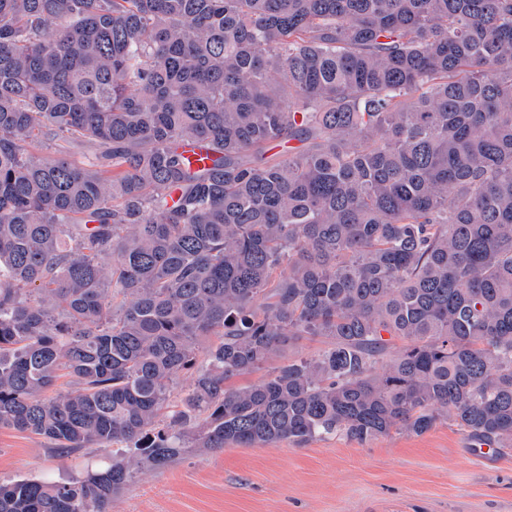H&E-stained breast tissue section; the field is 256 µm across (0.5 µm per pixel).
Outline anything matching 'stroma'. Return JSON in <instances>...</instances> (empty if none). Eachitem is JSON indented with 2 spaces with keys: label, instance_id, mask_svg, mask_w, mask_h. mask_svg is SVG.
<instances>
[{
  "label": "stroma",
  "instance_id": "35a3bbf8",
  "mask_svg": "<svg viewBox=\"0 0 512 512\" xmlns=\"http://www.w3.org/2000/svg\"><path fill=\"white\" fill-rule=\"evenodd\" d=\"M111 449L67 454L0 429V480L78 476ZM110 512H512V447L473 441L452 422L361 445L342 438L194 452L137 473Z\"/></svg>",
  "mask_w": 512,
  "mask_h": 512
}]
</instances>
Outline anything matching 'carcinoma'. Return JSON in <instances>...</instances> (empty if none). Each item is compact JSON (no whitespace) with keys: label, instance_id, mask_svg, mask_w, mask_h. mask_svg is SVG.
Listing matches in <instances>:
<instances>
[{"label":"carcinoma","instance_id":"cac0c4a2","mask_svg":"<svg viewBox=\"0 0 512 512\" xmlns=\"http://www.w3.org/2000/svg\"><path fill=\"white\" fill-rule=\"evenodd\" d=\"M443 419L512 447V0H0V428L134 449L0 512ZM324 348V344L319 338L312 337H301L296 340H293L288 347V344L285 346V350L283 351L281 357L275 359L273 361V365L279 364L285 360H288L289 357H311L317 354L321 349Z\"/></svg>","mask_w":512,"mask_h":512}]
</instances>
